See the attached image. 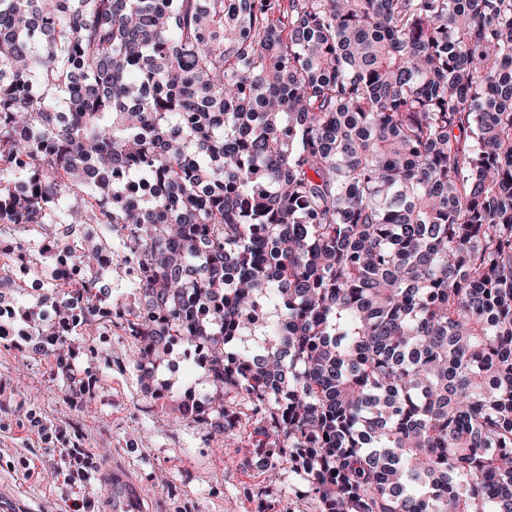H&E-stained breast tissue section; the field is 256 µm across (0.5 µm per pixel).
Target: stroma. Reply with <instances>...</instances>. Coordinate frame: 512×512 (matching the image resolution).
<instances>
[{"label":"stroma","instance_id":"obj_1","mask_svg":"<svg viewBox=\"0 0 512 512\" xmlns=\"http://www.w3.org/2000/svg\"><path fill=\"white\" fill-rule=\"evenodd\" d=\"M135 348L120 329L69 337L73 380L51 377L49 357L30 342L0 345V507L6 512H69L74 496L99 505L96 474L119 464L141 482L152 512H319L316 497L288 464L276 476L246 466L221 447L209 426L158 408L134 368ZM170 362L159 381L180 398L185 388L208 392L200 362ZM61 432L65 443L44 444L28 416ZM87 458L82 481L65 479L71 456Z\"/></svg>","mask_w":512,"mask_h":512}]
</instances>
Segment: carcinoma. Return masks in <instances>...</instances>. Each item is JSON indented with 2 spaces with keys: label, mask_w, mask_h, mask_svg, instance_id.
Wrapping results in <instances>:
<instances>
[{
  "label": "carcinoma",
  "mask_w": 512,
  "mask_h": 512,
  "mask_svg": "<svg viewBox=\"0 0 512 512\" xmlns=\"http://www.w3.org/2000/svg\"><path fill=\"white\" fill-rule=\"evenodd\" d=\"M4 165L0 224L141 273L49 318L0 276L53 375L112 316L163 409L205 345L179 416L237 448L247 400L320 512H512V0H0ZM117 269H119V271H117ZM113 271H116L117 273L120 272L121 278L126 281H133L134 279L139 277V271L134 261L130 257L128 262L124 264H117L112 260V256L110 254H103L101 259V265L98 266L96 275L100 278L110 277ZM123 280L117 278H114L112 280V289L114 288L112 299H116V294H120L123 295V297H126L127 295V301L133 302L134 295L132 293V290L130 288H127ZM116 288H118V290H115ZM183 350L184 347L182 346L174 348L168 357L169 361L159 368L157 374L159 381L172 393V399L174 400L180 399L187 387H193L205 394L210 389L200 359L183 364L179 370L170 368L174 361L179 360ZM197 391L192 390L186 393L185 400L190 404H201L202 401L199 399V392Z\"/></svg>",
  "instance_id": "1"
}]
</instances>
